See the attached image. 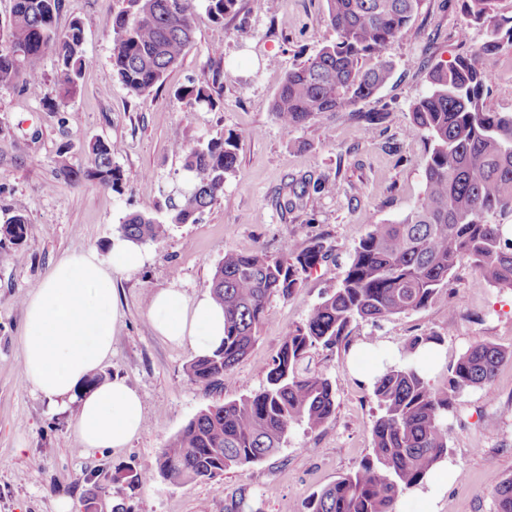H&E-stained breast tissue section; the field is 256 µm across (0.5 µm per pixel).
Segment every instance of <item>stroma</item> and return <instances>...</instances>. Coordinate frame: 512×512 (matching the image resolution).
I'll list each match as a JSON object with an SVG mask.
<instances>
[{"label":"stroma","mask_w":512,"mask_h":512,"mask_svg":"<svg viewBox=\"0 0 512 512\" xmlns=\"http://www.w3.org/2000/svg\"><path fill=\"white\" fill-rule=\"evenodd\" d=\"M118 0H62L59 31L84 24L86 66L77 95L59 106L57 62L46 54L38 94L0 87V225L15 212L29 222L26 242L0 261V512H56L68 498L84 512L88 494L125 512H232L246 499L261 512H306L309 497L354 468L373 447L376 403L364 373L401 360L409 340L441 336V354L427 374L436 387L448 368L475 343L512 352V290L478 282L468 265L453 274L443 299L426 308L354 328L347 350H323L318 359L336 391V412L319 430L296 428L285 446L257 463L223 475L174 485L161 476L143 486L130 475L154 471L171 437L207 407L258 391L282 338L336 288L350 253L371 225L400 221L423 195L428 146L409 136L410 105L424 94L430 71L482 48L486 27L466 26L463 0H422L408 35L392 43L388 84L374 97L291 131L276 121L270 102L286 73L334 40L326 0H280L270 11L238 0L236 15L216 23L197 6L194 41L169 69L163 85L137 98L112 75V38L106 19ZM484 102L512 112V45L501 43ZM220 75V104L188 109L178 89ZM386 110L377 125L357 112ZM239 137L237 172L224 195L194 224L168 225L144 243L147 259L117 277L119 327L100 373L121 377L143 397L145 421L129 447L91 452L72 435L73 418L55 411L21 378L24 301L60 259L94 248L106 251L124 218L165 216V199L182 182L175 144L196 145ZM115 142L122 192L87 183L74 186L58 174V160L91 162V144ZM304 192L294 201V191ZM322 241L331 256L306 274L288 298L273 297L269 318L249 354L223 389L191 381L190 344L175 345L153 331L147 312L153 294L179 289L193 299L211 289L225 253L280 252L285 242L304 249ZM494 395L465 392L449 410L448 460L460 476L438 492L405 491L397 512H496L491 475H512V359L500 367Z\"/></svg>","instance_id":"35a3bbf8"}]
</instances>
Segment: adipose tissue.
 <instances>
[{
    "label": "adipose tissue",
    "mask_w": 512,
    "mask_h": 512,
    "mask_svg": "<svg viewBox=\"0 0 512 512\" xmlns=\"http://www.w3.org/2000/svg\"><path fill=\"white\" fill-rule=\"evenodd\" d=\"M146 254L132 240L113 237L97 250L59 260L25 301L21 377L58 410H74L73 435L82 447H127L144 422L141 395L120 378L89 385L112 353L119 309L116 276L138 270ZM149 320L158 336L190 342L209 355L224 341V308L211 295L189 300L175 288L154 293Z\"/></svg>",
    "instance_id": "1"
}]
</instances>
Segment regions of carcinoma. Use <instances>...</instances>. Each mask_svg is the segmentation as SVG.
Masks as SVG:
<instances>
[{"label":"carcinoma","instance_id":"carcinoma-1","mask_svg":"<svg viewBox=\"0 0 512 512\" xmlns=\"http://www.w3.org/2000/svg\"><path fill=\"white\" fill-rule=\"evenodd\" d=\"M110 15L112 70L135 96L160 85L194 40L195 0H122ZM216 22L235 12L238 0H204ZM327 21L336 41L288 70L271 101V111L285 130L343 112L374 96L391 78L389 44L405 37L421 0H326ZM467 24L490 30L481 50L460 55L429 75L430 90L410 106V134L429 144L425 189L420 203L404 219L374 224L354 248L338 287L322 297L300 324L288 328L267 372L266 385L224 404L201 411L167 444L157 461L158 473L174 484L212 479L231 467L246 466L274 454L290 431L303 425L321 428L336 410L331 380L314 355L319 348L348 347L352 326L418 311L439 299L453 271L466 260L477 279L495 288H512V238L504 221L512 218V112H489L484 93L493 79L489 62L500 33L512 42V26L503 29L496 0H463ZM62 0H13L0 25V86L33 87L44 56L57 61L60 104L73 98L85 67L84 28L79 20L60 34L56 18ZM24 54L9 52L12 44ZM374 64L366 68L365 59ZM212 84H192L176 96L193 106L215 109ZM183 154L190 180L169 198L167 223H195L224 195L236 172L239 140L230 134ZM117 147L108 140L92 145L94 164L72 167L59 152V173L72 185L90 182L121 192L123 170L114 161ZM3 236L22 246L29 222L18 211L6 221ZM120 230L136 243L154 241L164 224L142 214L129 215ZM325 259L315 242L299 252L291 244L282 254L263 250L227 252L218 262L212 295L224 306V344L187 366L191 380L224 387L248 354L267 320L272 297L290 296L303 276ZM430 333L413 337L405 350L410 359L386 368L375 378L373 396L379 410L373 424L372 453L351 471L313 494L307 512H395L399 496L421 486L448 457L445 421L456 399L473 388L493 393L500 364L512 351L475 344L449 367L448 383L433 387L413 359L419 347L439 344ZM496 512H512V476L489 483Z\"/></svg>","mask_w":512,"mask_h":512}]
</instances>
